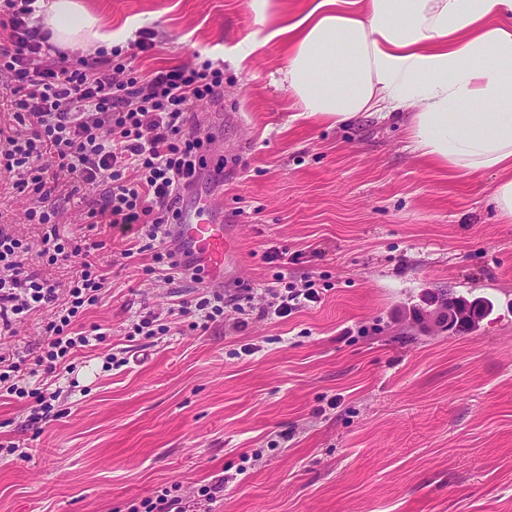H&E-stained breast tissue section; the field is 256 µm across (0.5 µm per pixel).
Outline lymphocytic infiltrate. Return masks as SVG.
Masks as SVG:
<instances>
[{
  "label": "lymphocytic infiltrate",
  "instance_id": "lymphocytic-infiltrate-1",
  "mask_svg": "<svg viewBox=\"0 0 512 512\" xmlns=\"http://www.w3.org/2000/svg\"><path fill=\"white\" fill-rule=\"evenodd\" d=\"M35 2L0 0V171L27 200V223L40 228L34 252L11 225H0V336H14L28 313L47 310L53 317L33 347L0 348V381L8 394L47 415L60 396L52 384L71 371L74 352L106 338L98 326L73 325L106 288L103 269L86 261L64 284L42 274L43 267L95 248L61 232L64 193L81 195L83 223L107 224L139 241L166 283L199 280L202 268L175 248L174 228L212 144L188 128V114L220 92L224 71L207 60L144 78L135 61L155 46L147 29L124 48L88 55L58 50L35 16ZM167 313L204 329L223 316L224 296L202 295ZM16 372L33 386L10 383Z\"/></svg>",
  "mask_w": 512,
  "mask_h": 512
}]
</instances>
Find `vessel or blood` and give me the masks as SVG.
<instances>
[{"mask_svg": "<svg viewBox=\"0 0 512 512\" xmlns=\"http://www.w3.org/2000/svg\"><path fill=\"white\" fill-rule=\"evenodd\" d=\"M179 244L188 247L210 272V284L224 280L225 260L232 242L231 233L224 224L206 219L203 209L183 212L175 227Z\"/></svg>", "mask_w": 512, "mask_h": 512, "instance_id": "1", "label": "vessel or blood"}]
</instances>
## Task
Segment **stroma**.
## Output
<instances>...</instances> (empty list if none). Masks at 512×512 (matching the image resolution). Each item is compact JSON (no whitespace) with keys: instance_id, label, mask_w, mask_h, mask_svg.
I'll use <instances>...</instances> for the list:
<instances>
[{"instance_id":"stroma-1","label":"stroma","mask_w":512,"mask_h":512,"mask_svg":"<svg viewBox=\"0 0 512 512\" xmlns=\"http://www.w3.org/2000/svg\"><path fill=\"white\" fill-rule=\"evenodd\" d=\"M102 28L137 20L158 47L149 74L193 57L224 68L222 98L199 104L224 154L183 200L211 202L238 234L225 298L271 286L275 274L321 289L285 318L228 308L208 331L165 319L130 343L137 316L193 300L201 283L166 285L149 255L78 214L64 235L103 242L108 285L77 323L105 342L76 355L61 379L60 418L36 420L0 395V512H130L175 485L195 495L226 483L212 512H512V223L485 172L450 178L411 147L404 118L348 124L297 117L278 84L288 52L274 40L229 56L307 0H80ZM25 200L0 172V217L30 246ZM453 292L486 304L462 335L417 316ZM128 363L108 366L113 349Z\"/></svg>"}]
</instances>
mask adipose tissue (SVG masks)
I'll list each match as a JSON object with an SVG mask.
<instances>
[{
    "label": "adipose tissue",
    "mask_w": 512,
    "mask_h": 512,
    "mask_svg": "<svg viewBox=\"0 0 512 512\" xmlns=\"http://www.w3.org/2000/svg\"><path fill=\"white\" fill-rule=\"evenodd\" d=\"M38 14L63 49L136 31L100 30L78 0H41ZM269 37L288 48L284 76L305 117L410 109L421 156L452 177L497 172L492 201L512 220V0H309Z\"/></svg>",
    "instance_id": "ef3b65f1"
}]
</instances>
